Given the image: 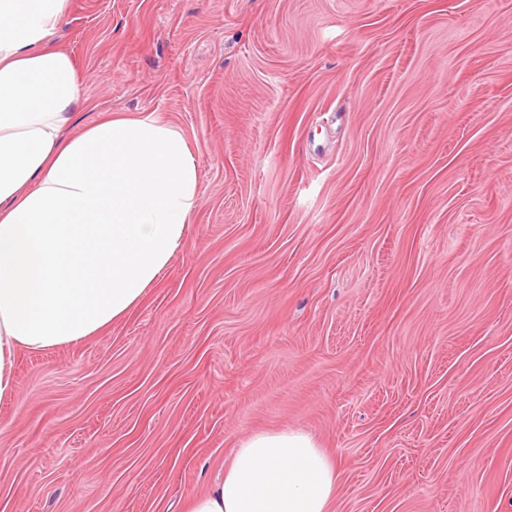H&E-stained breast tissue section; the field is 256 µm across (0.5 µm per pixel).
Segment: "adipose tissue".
<instances>
[{
  "mask_svg": "<svg viewBox=\"0 0 512 512\" xmlns=\"http://www.w3.org/2000/svg\"><path fill=\"white\" fill-rule=\"evenodd\" d=\"M70 0H0V400L20 351L78 344L124 319L187 243L199 197L185 135L110 115L74 138L86 103L52 39ZM336 465L309 433L242 440L185 512H331Z\"/></svg>",
  "mask_w": 512,
  "mask_h": 512,
  "instance_id": "1",
  "label": "adipose tissue"
}]
</instances>
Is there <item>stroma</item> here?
Listing matches in <instances>:
<instances>
[{"label":"stroma","mask_w":512,"mask_h":512,"mask_svg":"<svg viewBox=\"0 0 512 512\" xmlns=\"http://www.w3.org/2000/svg\"><path fill=\"white\" fill-rule=\"evenodd\" d=\"M86 110L181 129L185 248L20 352L0 512H182L260 430L332 512H512V0H71Z\"/></svg>","instance_id":"stroma-1"}]
</instances>
